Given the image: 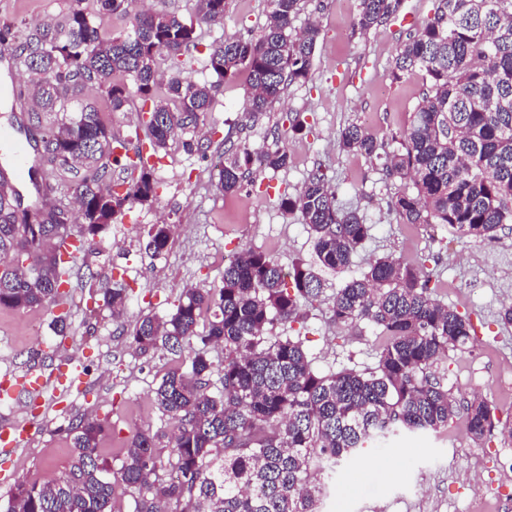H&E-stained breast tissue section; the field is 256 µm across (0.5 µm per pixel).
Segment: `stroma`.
Listing matches in <instances>:
<instances>
[{"label": "stroma", "mask_w": 512, "mask_h": 512, "mask_svg": "<svg viewBox=\"0 0 512 512\" xmlns=\"http://www.w3.org/2000/svg\"><path fill=\"white\" fill-rule=\"evenodd\" d=\"M358 4L303 0L294 30L312 23L320 30L309 82L288 86L268 112L257 116L245 107L251 92L247 72L225 82L200 132L202 150L190 152L182 139L171 140L156 172L162 183L157 200L126 205L109 229L69 258L70 295L64 306L0 307V371L13 376L32 367L85 372L80 385L46 391L39 401L0 403V424L31 422L38 429L13 455L0 454V470L12 475L10 483L0 484L1 503L8 501L15 483L47 482L69 468L72 450L62 428L75 415L106 422L102 448L115 470L132 433L157 434L158 473L169 476L170 426L158 416L154 391L179 359L164 349L140 354L129 333L141 316L167 318L183 287H221L226 256L241 249L264 251L286 268L313 263L308 227L300 214L284 213L278 200L296 193L318 168L331 178L339 205L357 210L372 231L347 271L320 274L324 292L307 310L303 338L313 368L330 373L375 366L373 329L364 323L336 328L330 298L371 261L390 255L432 270L434 297L469 316L473 324V346L449 353L436 365V376L453 394L479 392L498 419L512 422V397L495 383L499 366L512 362V324L499 318L501 306L512 303V229L502 230L495 241L475 243L444 228L402 223L392 209L397 182L385 179L379 162L342 151L338 143L341 129L351 123L386 140L409 126L422 98V77L414 72L393 79L392 62L412 22L430 15L436 0H403L402 17L366 32L355 23ZM74 5V0H0V23L30 29L61 24ZM267 12L266 0H229L223 23L197 25V38L207 46L228 36L260 34ZM34 83L19 56L6 87L0 88V126H20L33 142L42 126L58 118L54 112L34 113L31 99L17 100V90ZM146 111L141 99H133L125 111L111 115L113 133L148 146ZM295 119L304 123L302 133L291 132ZM242 142L283 149L291 162L279 171L252 169L240 191L222 194L215 187L214 167L225 149ZM38 179L54 182L55 190L28 188L25 207L46 212L63 205L77 212L71 171L42 169ZM156 224L173 227L167 248L159 254L147 247ZM109 281L130 291L129 303L117 317L100 291ZM63 311L68 317L60 333L54 318ZM461 423L456 416L442 433L399 432L384 449H365L330 480L321 512H471L478 492L495 500L496 512H512V464L501 465L498 457L504 440L497 433L471 440Z\"/></svg>", "instance_id": "1"}]
</instances>
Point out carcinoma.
Masks as SVG:
<instances>
[{"label":"carcinoma","instance_id":"cac0c4a2","mask_svg":"<svg viewBox=\"0 0 512 512\" xmlns=\"http://www.w3.org/2000/svg\"><path fill=\"white\" fill-rule=\"evenodd\" d=\"M62 25L37 28L21 45L29 71L38 76L37 104L55 112L68 92L93 84L107 111L123 112L132 96L151 102L147 126L152 155L167 148L176 131L205 124L224 81L249 72L248 110L266 112L292 84L311 78L319 30L292 34L302 0H268L267 23L257 36H231L207 51L215 80L183 75L199 43L195 23L224 20L228 0H198L196 21L168 12L137 14L129 30L104 40L96 18L122 14L128 0H82ZM432 16L401 43L392 76L424 73L426 88L410 125L391 136L393 149L349 124L339 134L342 150L381 162L384 174L402 182L393 203L405 224H438L459 238L492 241L512 224V0H437ZM402 0H360L357 26L378 27L394 17ZM170 77L159 89L160 60ZM120 73L125 82L112 80ZM121 146L124 153H114ZM47 161L79 174L73 189L82 208L74 228L68 212L48 217L21 208L13 189L0 192V307L58 306L69 284L63 250L107 230L128 202L157 196L158 181L143 149L112 133L97 107L71 112L43 138ZM265 167H288L279 148L224 151L217 188L238 192L254 157ZM131 177L125 193L112 188V166ZM279 207L297 212L314 234L315 262L345 271L371 236L372 226L344 211L316 169ZM169 229L156 225L149 247L159 254ZM431 274L422 265L390 255L336 289L331 321L338 327L364 322L376 329L375 367L320 373L312 366L296 324L302 307L317 301L321 278L299 262L287 271L272 256L245 249L224 266L219 289L186 288L169 318H143L132 343L142 354L165 348L187 356L190 366L167 372L155 391L180 478L158 475L157 435L137 431L127 441L121 481L137 492V512H321L326 485L312 470L335 472L371 440L397 431L438 433L463 413L465 430L481 440L496 427L481 400L453 397L432 367L448 352L474 340L471 323L433 298ZM103 299L121 314L127 289L106 287ZM224 347L221 388L210 395L214 372L207 347ZM106 428L74 418L67 426L73 450L69 469L44 483H20L3 512H112V468L101 458Z\"/></svg>","mask_w":512,"mask_h":512}]
</instances>
